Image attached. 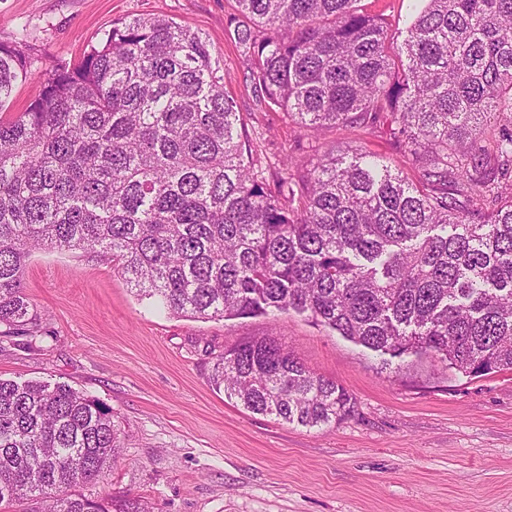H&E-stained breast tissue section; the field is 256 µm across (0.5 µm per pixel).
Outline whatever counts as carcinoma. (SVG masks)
Returning <instances> with one entry per match:
<instances>
[{
	"label": "carcinoma",
	"instance_id": "1",
	"mask_svg": "<svg viewBox=\"0 0 512 512\" xmlns=\"http://www.w3.org/2000/svg\"><path fill=\"white\" fill-rule=\"evenodd\" d=\"M236 2L228 25L258 102L312 131L388 117L400 161L356 148L300 171L287 155L270 187L209 41L166 17L119 19L79 62L49 68L25 34L0 41V339L36 346L28 261L67 250L112 260L174 316L292 309L393 358L512 370V0H415L401 40L358 0ZM26 79L39 93L11 112ZM210 382L307 428L354 412L272 337L216 356ZM120 449L99 400L0 378V507L148 512L76 492Z\"/></svg>",
	"mask_w": 512,
	"mask_h": 512
}]
</instances>
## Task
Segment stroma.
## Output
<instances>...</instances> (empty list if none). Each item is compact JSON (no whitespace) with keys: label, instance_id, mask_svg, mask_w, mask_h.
<instances>
[{"label":"stroma","instance_id":"obj_1","mask_svg":"<svg viewBox=\"0 0 512 512\" xmlns=\"http://www.w3.org/2000/svg\"><path fill=\"white\" fill-rule=\"evenodd\" d=\"M236 0H0V40L24 33L40 66L77 60L114 20L163 15L201 30L224 69L267 184L280 160L361 146L398 159L387 125L310 133L260 105L228 18ZM25 291L46 330L0 345V377L65 382L99 398L121 431L117 461L81 484L149 512H512V371L474 377L437 356L393 358L293 311L229 321L138 300L110 260L35 252ZM271 335L355 401L323 429L247 411L209 382L224 349Z\"/></svg>","mask_w":512,"mask_h":512}]
</instances>
